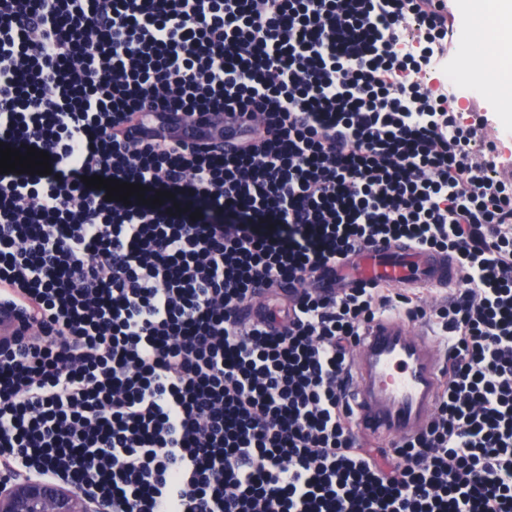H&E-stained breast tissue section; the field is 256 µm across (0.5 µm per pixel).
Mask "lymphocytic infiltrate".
I'll return each mask as SVG.
<instances>
[{
    "instance_id": "lymphocytic-infiltrate-1",
    "label": "lymphocytic infiltrate",
    "mask_w": 512,
    "mask_h": 512,
    "mask_svg": "<svg viewBox=\"0 0 512 512\" xmlns=\"http://www.w3.org/2000/svg\"><path fill=\"white\" fill-rule=\"evenodd\" d=\"M432 0H0V477L111 512H512V181L416 76ZM163 191L107 200L88 177ZM428 304L326 283L380 242ZM393 310L448 342L428 425L371 448L343 385ZM351 280L387 283L394 288L427 287L424 296L428 303L444 299L442 290L459 280L457 266L444 254L431 253L398 243H379L356 256Z\"/></svg>"
}]
</instances>
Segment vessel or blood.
I'll return each mask as SVG.
<instances>
[{
	"label": "vessel or blood",
	"instance_id": "vessel-or-blood-1",
	"mask_svg": "<svg viewBox=\"0 0 512 512\" xmlns=\"http://www.w3.org/2000/svg\"><path fill=\"white\" fill-rule=\"evenodd\" d=\"M360 282L395 288H449L459 270L446 255L379 243L356 256ZM447 349L428 327L387 312L367 328L351 359L347 390L355 428L379 440L410 437L430 419L445 380Z\"/></svg>",
	"mask_w": 512,
	"mask_h": 512
}]
</instances>
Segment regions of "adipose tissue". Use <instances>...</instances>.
<instances>
[{"instance_id": "obj_1", "label": "adipose tissue", "mask_w": 512, "mask_h": 512, "mask_svg": "<svg viewBox=\"0 0 512 512\" xmlns=\"http://www.w3.org/2000/svg\"><path fill=\"white\" fill-rule=\"evenodd\" d=\"M461 13L470 22L462 71L488 70V96L498 100L503 111L512 112V90L503 76L504 69L512 67V0H462Z\"/></svg>"}]
</instances>
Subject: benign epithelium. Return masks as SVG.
<instances>
[{
    "mask_svg": "<svg viewBox=\"0 0 512 512\" xmlns=\"http://www.w3.org/2000/svg\"><path fill=\"white\" fill-rule=\"evenodd\" d=\"M0 512H90L88 501L55 481L0 483Z\"/></svg>",
    "mask_w": 512,
    "mask_h": 512,
    "instance_id": "7a95c632",
    "label": "benign epithelium"
}]
</instances>
